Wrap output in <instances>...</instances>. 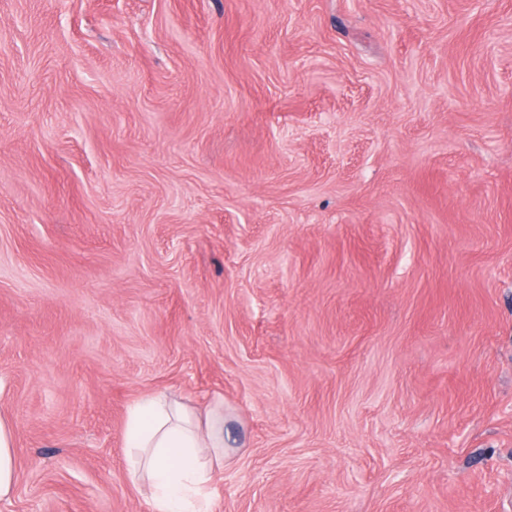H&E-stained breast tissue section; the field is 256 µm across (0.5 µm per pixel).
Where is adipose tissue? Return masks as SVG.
Masks as SVG:
<instances>
[{
    "label": "adipose tissue",
    "mask_w": 512,
    "mask_h": 512,
    "mask_svg": "<svg viewBox=\"0 0 512 512\" xmlns=\"http://www.w3.org/2000/svg\"><path fill=\"white\" fill-rule=\"evenodd\" d=\"M126 446L129 478L147 483L150 512H197L224 467V406L201 415L163 393L142 397L129 408Z\"/></svg>",
    "instance_id": "1"
}]
</instances>
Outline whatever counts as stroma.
Listing matches in <instances>:
<instances>
[{"label":"stroma","mask_w":512,"mask_h":512,"mask_svg":"<svg viewBox=\"0 0 512 512\" xmlns=\"http://www.w3.org/2000/svg\"><path fill=\"white\" fill-rule=\"evenodd\" d=\"M512 512V0H0V512ZM126 447L129 478L147 483L151 512H201L206 485L224 469V403L209 405L203 423L172 396H144L129 408ZM15 437L11 424L0 417V500L9 499L16 487Z\"/></svg>","instance_id":"stroma-1"}]
</instances>
